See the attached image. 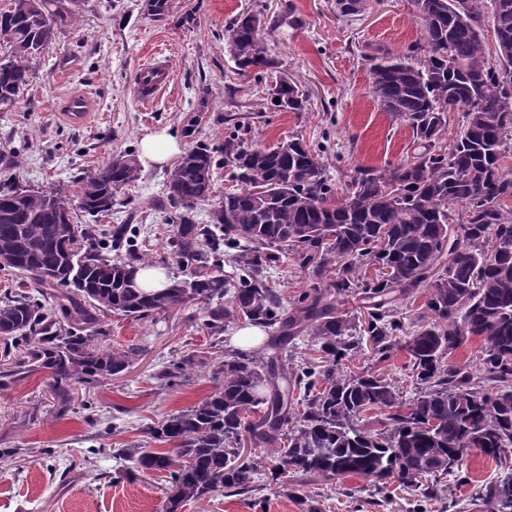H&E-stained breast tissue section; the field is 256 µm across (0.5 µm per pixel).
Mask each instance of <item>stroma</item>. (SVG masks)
Segmentation results:
<instances>
[{
    "instance_id": "1",
    "label": "stroma",
    "mask_w": 512,
    "mask_h": 512,
    "mask_svg": "<svg viewBox=\"0 0 512 512\" xmlns=\"http://www.w3.org/2000/svg\"><path fill=\"white\" fill-rule=\"evenodd\" d=\"M249 11L261 16L269 53L307 93L304 111H274L267 97L274 75L240 73L225 51V25ZM421 32L409 0H369L364 13L350 17L337 14L336 0H169L160 19L145 13L141 0H84L79 24L58 30L30 61L31 83L11 111L0 112V180L72 194L86 171L140 153L151 133L171 136L182 150L198 142L221 148L230 117L242 113L254 118L250 142L270 146L287 134L301 135L337 181L360 167L403 162L411 156L412 131L372 97L362 54L369 45L402 51ZM158 48L170 59L173 79L147 107L134 93V77ZM73 94L87 96L91 105L92 118L81 127L61 116ZM168 171L142 167L111 213L82 221L104 238L113 225L135 226L136 251L172 278L181 269L170 247L175 226ZM428 298L422 288L411 300L395 302L402 329L388 359L377 361L365 338L346 370L382 374L403 397L414 396L405 345L431 320ZM204 315L194 302L137 321L102 317L101 348L133 349L131 364L94 387L74 386L72 409L63 417L53 412L48 370L0 385V512H164L165 490L155 474L125 476L131 461L116 451L169 450L170 442L151 438L149 428L213 391L206 369L170 387L155 378L186 355L215 358ZM503 472L492 457L468 455L464 476L449 477L447 490L427 499L394 478L380 491L356 476L308 482L291 472L275 479L264 469L253 492L227 490L185 512H489L478 492Z\"/></svg>"
}]
</instances>
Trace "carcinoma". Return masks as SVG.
Wrapping results in <instances>:
<instances>
[{
    "label": "carcinoma",
    "mask_w": 512,
    "mask_h": 512,
    "mask_svg": "<svg viewBox=\"0 0 512 512\" xmlns=\"http://www.w3.org/2000/svg\"><path fill=\"white\" fill-rule=\"evenodd\" d=\"M369 0H336L343 17L363 13ZM421 37L399 53L381 47L362 55L374 100L412 130V159L357 170L335 188L327 164L297 135L275 147L247 145L233 124L224 136V165L238 188L198 224L195 209L214 189V155L198 143L167 174V199L176 208L172 247L183 278L155 292L137 280L144 258L127 247L128 225L97 239L79 214L112 210L117 194L140 178L136 158L118 156L92 169L74 197L55 189L0 182V266L30 278L28 290L0 299V335L21 337L0 369L11 378L51 370L50 389L62 410L72 385L90 388L124 372L131 352L102 350L83 334L100 316L142 319L186 302L207 304L204 326L224 332L229 319L274 330L263 356L224 353L213 362L215 389L192 407L166 416L150 431L174 445L167 452L119 448L136 468L166 488V512H183L208 494L254 490L264 454L278 460L272 475L292 470L306 480L359 476L385 484L398 474L405 487L431 498L463 464L467 448L502 460L512 447V0H411ZM82 0H8L0 8V99H14L32 81L29 60L75 24ZM260 16L242 13L224 28L226 49L239 70H278L269 92L277 112H301V85L264 46ZM492 28L486 46L484 22ZM461 113L452 145L442 136L448 114ZM115 256H110V253ZM377 266L375 275L343 265ZM234 267L224 273L223 256ZM291 255L311 277L291 305L269 284V270ZM367 301L366 329L385 359L401 329L391 303L429 289L432 326L405 348L417 394L405 399L387 378L351 375L343 360L360 346L356 325L323 300L320 284ZM462 324L486 341L476 365L445 361L463 345L450 329ZM303 331L319 344L320 369H295L282 357L288 339ZM194 371L186 358L164 367L161 382ZM303 391L299 405L294 400ZM377 410L383 429L359 424ZM456 464L448 466V458Z\"/></svg>",
    "instance_id": "obj_1"
}]
</instances>
